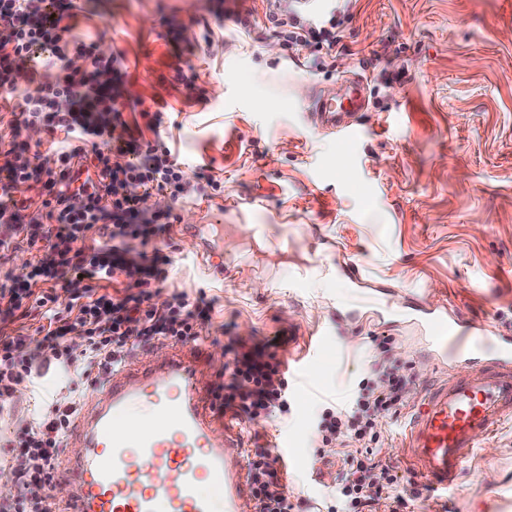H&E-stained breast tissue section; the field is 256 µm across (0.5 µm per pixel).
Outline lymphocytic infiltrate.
<instances>
[{
	"label": "lymphocytic infiltrate",
	"mask_w": 512,
	"mask_h": 512,
	"mask_svg": "<svg viewBox=\"0 0 512 512\" xmlns=\"http://www.w3.org/2000/svg\"><path fill=\"white\" fill-rule=\"evenodd\" d=\"M265 17L285 49H335L342 22L334 10L311 18L288 0H265ZM69 5L50 12L49 0H0V101L10 103L23 123L43 125L49 134L46 157L52 168L38 172L27 144L0 138V260L20 244L39 247L29 272L0 278L5 317L40 315L42 339L0 336V408L13 403L22 381L54 372L69 376L66 394L40 406L22 421L9 448L17 490L0 502V512H60L52 493L57 460L71 423L90 386L114 365L160 340L196 341L211 307L206 293L196 300L164 294L168 255L156 242L178 220L174 209L137 208L130 186L167 190L173 201L222 194L210 178L191 183L162 137L133 138L111 145L112 129L123 121L124 58L102 53L97 44L71 35ZM39 49L50 53L52 78L30 66ZM134 154L116 165L112 152ZM27 195H19L20 186ZM152 245L151 255L132 259L129 244ZM86 279L82 293L61 300L56 292L69 276ZM121 282V291L100 293L101 282ZM224 379L213 391L219 410L251 421L287 413L288 379L283 361L265 342L233 341ZM409 364L374 369L347 408L325 411L315 421L317 456L343 451L345 473L336 499L347 512L383 502L400 512L398 476L380 457L381 419L397 417L407 404ZM254 512H293L274 459L263 452L249 458Z\"/></svg>",
	"instance_id": "f902f5d3"
}]
</instances>
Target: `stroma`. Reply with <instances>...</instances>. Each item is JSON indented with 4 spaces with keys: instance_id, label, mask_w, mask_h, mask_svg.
<instances>
[{
    "instance_id": "1",
    "label": "stroma",
    "mask_w": 512,
    "mask_h": 512,
    "mask_svg": "<svg viewBox=\"0 0 512 512\" xmlns=\"http://www.w3.org/2000/svg\"><path fill=\"white\" fill-rule=\"evenodd\" d=\"M261 0H78L74 37L124 56L122 125L112 143L151 138L141 110L162 112L187 178L224 184L221 195L179 202V224L160 242L171 258L167 289L212 308L200 342L217 384L230 341L282 333L290 411L233 418L249 450L298 461L280 479L295 512L333 505L343 468L317 459L310 421L323 402L342 406L383 363L371 336L393 339L409 364L416 403L438 380L407 306L459 310L492 336H512V0H337L343 39L336 57L285 50L265 27ZM254 10L242 30L235 13ZM191 65L194 87L174 79ZM368 79L370 109L357 113L355 144L325 135L303 115L315 94L349 74ZM224 256L206 278L196 257ZM358 266L360 281L346 275ZM305 282H298V275ZM329 336L319 361L309 341ZM21 383L0 411L10 434L37 399L67 384ZM401 418L378 429L381 457L402 482L404 512H512V420L478 439L457 488L433 495L408 463Z\"/></svg>"
}]
</instances>
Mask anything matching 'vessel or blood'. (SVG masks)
Instances as JSON below:
<instances>
[{
  "label": "vessel or blood",
  "mask_w": 512,
  "mask_h": 512,
  "mask_svg": "<svg viewBox=\"0 0 512 512\" xmlns=\"http://www.w3.org/2000/svg\"><path fill=\"white\" fill-rule=\"evenodd\" d=\"M368 107L357 79L343 103L321 96L311 121L352 142L351 117ZM427 331L439 365L457 368L425 390L402 440L416 473L445 492L477 439L512 417V339L444 310L429 315ZM201 361L195 347L149 366L134 355L87 394L72 426L85 450L73 461L71 512H242L244 444L220 423Z\"/></svg>",
  "instance_id": "obj_1"
}]
</instances>
